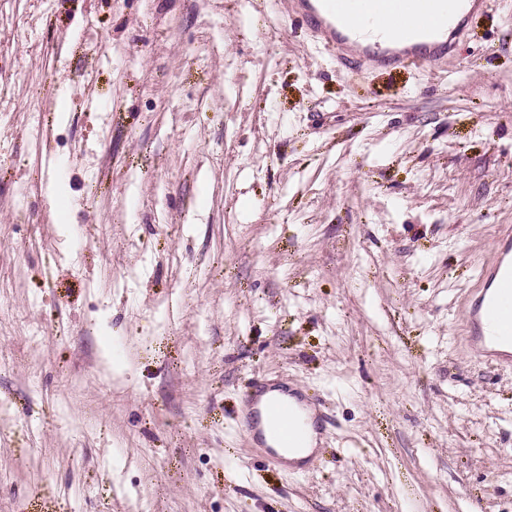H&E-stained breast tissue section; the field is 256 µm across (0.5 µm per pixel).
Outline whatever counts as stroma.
Returning a JSON list of instances; mask_svg holds the SVG:
<instances>
[{"mask_svg": "<svg viewBox=\"0 0 512 512\" xmlns=\"http://www.w3.org/2000/svg\"><path fill=\"white\" fill-rule=\"evenodd\" d=\"M38 11L0 32L51 141L0 137V512H512V366L463 316L512 226V0L393 77L287 0ZM267 381L323 406L304 473L240 427Z\"/></svg>", "mask_w": 512, "mask_h": 512, "instance_id": "1", "label": "stroma"}]
</instances>
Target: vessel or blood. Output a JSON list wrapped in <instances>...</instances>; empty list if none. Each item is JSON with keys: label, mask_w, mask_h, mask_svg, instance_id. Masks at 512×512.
<instances>
[{"label": "vessel or blood", "mask_w": 512, "mask_h": 512, "mask_svg": "<svg viewBox=\"0 0 512 512\" xmlns=\"http://www.w3.org/2000/svg\"><path fill=\"white\" fill-rule=\"evenodd\" d=\"M428 0H364L365 8L389 18L385 36L371 40L347 21L346 0H289L290 10L313 35L336 55V62L352 67L372 60L378 69H401L411 63L436 64L454 56L457 44L474 21L485 15L489 0H454L447 16L419 17ZM502 246L466 312L469 342L488 362L512 365V319L503 314L512 304V230L504 229ZM240 419L253 444L279 470L293 471L290 452L320 450L321 415L314 400L293 385L260 383L241 398Z\"/></svg>", "instance_id": "1"}]
</instances>
